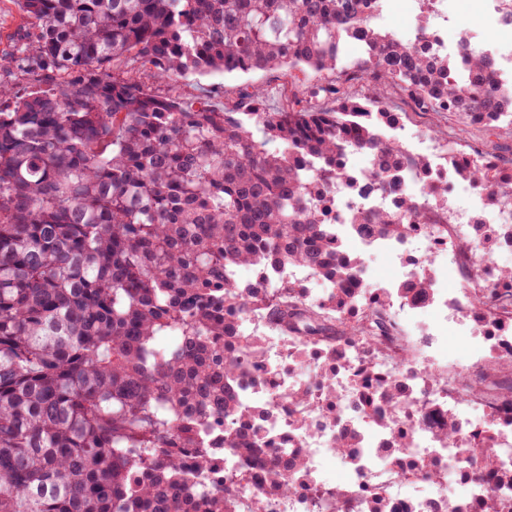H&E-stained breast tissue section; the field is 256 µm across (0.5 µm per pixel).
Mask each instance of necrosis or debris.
<instances>
[{
    "instance_id": "4bbe7bcc",
    "label": "necrosis or debris",
    "mask_w": 512,
    "mask_h": 512,
    "mask_svg": "<svg viewBox=\"0 0 512 512\" xmlns=\"http://www.w3.org/2000/svg\"><path fill=\"white\" fill-rule=\"evenodd\" d=\"M430 154L429 173L418 179L401 173L394 192L381 194L364 183L363 172L349 168L353 186L338 185L332 196L338 202H356L368 209H392L410 198L423 204L428 200L426 188L432 182H447L449 187H462L455 174L445 146H432L418 136H407L405 156ZM327 223L337 225L335 246L343 250L355 247L365 260L352 270L357 297H368L370 290L388 294L391 316L406 331L396 337L378 355L365 353L353 344L336 360V396L338 403L331 418L315 417L313 405L297 407L288 400L294 389L316 390L317 372L298 370L291 347L276 332L264 312L248 310L237 323V331L262 340L260 352L249 359L246 374L240 378V401L250 410L268 439L285 458L303 457L310 472L329 460L337 437L353 436L355 448L349 449L341 462L347 472L342 486L328 482L302 486L285 496L269 497L267 512H369V493L383 491L387 512H473L487 493L512 499V398L495 402L478 391L462 392L454 381H427L423 367L447 369L446 326H453L467 344V352L456 365L461 375L481 372L493 359L512 361V327L495 324L478 332L472 324L471 297L481 288V280L464 277L449 285V268H463L457 254L460 240L479 243L478 227L492 224L498 230L500 247L512 250V205L487 207L483 198H472L467 206H453L451 215L418 225L415 231L401 238H390L376 231L362 232L341 223L337 208H330ZM384 255L391 259L395 275L389 280H374L370 257ZM426 274L431 287L426 295L407 296L402 284ZM380 375L398 373L400 394L397 399L379 400L368 407L359 387L365 372ZM310 420L309 429H300L298 420ZM493 428L494 443L500 450L503 480L489 482L480 470L460 474L462 495L449 499L443 475L451 468L456 455L443 439L444 432L454 431L467 438L479 437L486 428ZM411 431L415 441L414 455L400 448L396 434ZM217 448L215 465L206 476L210 489H219L232 471L246 474L250 490L261 488L266 480L267 459H246L224 446V428L215 426L209 435ZM430 459L442 476L424 481L423 477L401 478V471L411 470L416 458ZM430 483L432 491L417 494L418 485ZM344 494L345 508L337 510L336 496Z\"/></svg>"
}]
</instances>
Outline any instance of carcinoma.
<instances>
[{
    "instance_id": "carcinoma-1",
    "label": "carcinoma",
    "mask_w": 512,
    "mask_h": 512,
    "mask_svg": "<svg viewBox=\"0 0 512 512\" xmlns=\"http://www.w3.org/2000/svg\"><path fill=\"white\" fill-rule=\"evenodd\" d=\"M27 19L9 65L34 82L0 83V512H237L226 486H203L224 424V447L250 455L267 441L235 384L259 349L239 336L254 308L293 341L296 366L322 350L320 390L333 413L342 348H381L396 333L380 293L356 305L360 257L332 246L325 197L354 152L366 182L395 187L399 122L389 91L414 112H450L464 127L512 134V84L496 55L459 41V57L373 25L381 0H13ZM364 58L346 61L351 41ZM152 71L165 92L125 67ZM255 70L300 81L288 104L242 95L222 111L180 96V80ZM336 75L322 82V75ZM303 79H298V75ZM364 90L352 93L347 84ZM275 148H270V145ZM458 176L487 204L512 200V159L476 161L448 135ZM448 211L447 185L430 203L357 211L353 223L391 237ZM301 266L336 292L319 303L290 282L271 297L242 288L237 269ZM471 303L478 329L492 311L512 324V269ZM500 363L481 374L491 398L512 393ZM398 380L367 381L362 396L396 397ZM457 470L498 477L491 435L464 442ZM192 449L187 461L183 449ZM311 480L298 457L274 463L249 512Z\"/></svg>"
}]
</instances>
